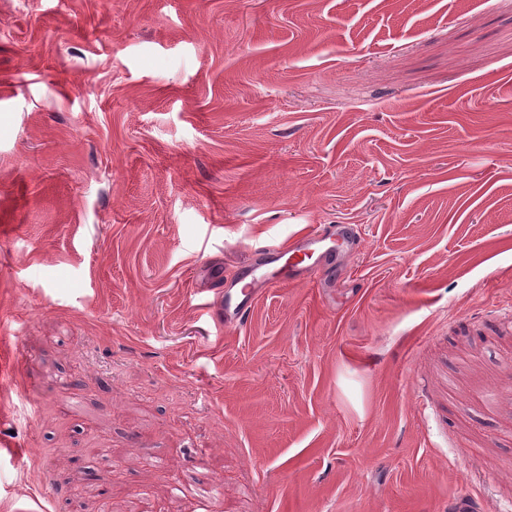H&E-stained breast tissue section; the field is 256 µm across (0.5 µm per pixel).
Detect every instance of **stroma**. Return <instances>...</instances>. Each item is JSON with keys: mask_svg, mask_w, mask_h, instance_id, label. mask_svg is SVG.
<instances>
[{"mask_svg": "<svg viewBox=\"0 0 512 512\" xmlns=\"http://www.w3.org/2000/svg\"><path fill=\"white\" fill-rule=\"evenodd\" d=\"M461 503L512 512V0H0V512ZM360 245L354 224H324L320 230L296 238L288 250L273 244L259 246L235 278L216 289L212 317L224 328L239 326L254 308L259 287L300 282L313 268H320L327 277L343 252Z\"/></svg>", "mask_w": 512, "mask_h": 512, "instance_id": "35a3bbf8", "label": "stroma"}]
</instances>
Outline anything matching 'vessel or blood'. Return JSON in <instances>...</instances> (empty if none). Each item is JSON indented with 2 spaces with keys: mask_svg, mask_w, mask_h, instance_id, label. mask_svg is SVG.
I'll list each match as a JSON object with an SVG mask.
<instances>
[{
  "mask_svg": "<svg viewBox=\"0 0 512 512\" xmlns=\"http://www.w3.org/2000/svg\"><path fill=\"white\" fill-rule=\"evenodd\" d=\"M360 245L355 225L326 224L296 238L289 248L273 244L257 247L252 260L235 278L218 288L212 317L218 325L239 326L254 308L260 287L300 282L314 267L330 273L343 252Z\"/></svg>",
  "mask_w": 512,
  "mask_h": 512,
  "instance_id": "1",
  "label": "vessel or blood"
}]
</instances>
